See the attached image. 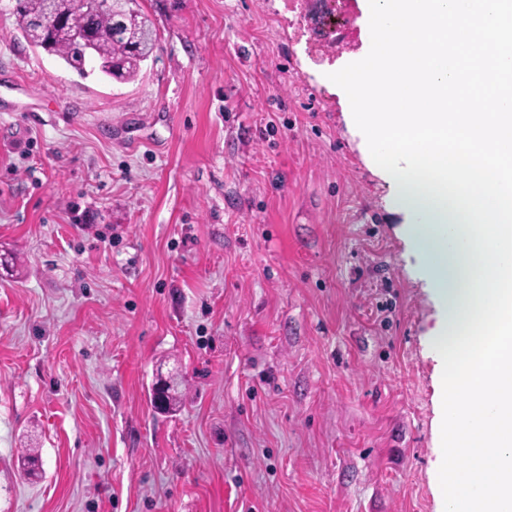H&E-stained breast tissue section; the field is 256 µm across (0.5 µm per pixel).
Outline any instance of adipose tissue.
<instances>
[{"label": "adipose tissue", "mask_w": 512, "mask_h": 512, "mask_svg": "<svg viewBox=\"0 0 512 512\" xmlns=\"http://www.w3.org/2000/svg\"><path fill=\"white\" fill-rule=\"evenodd\" d=\"M392 205L412 215L401 233L408 247L426 258L421 276L439 310L431 340L436 344L448 340L475 304L479 254L474 250V234L447 202L419 189L399 187Z\"/></svg>", "instance_id": "obj_1"}]
</instances>
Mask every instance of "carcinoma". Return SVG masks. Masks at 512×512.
Wrapping results in <instances>:
<instances>
[{
    "label": "carcinoma",
    "instance_id": "1",
    "mask_svg": "<svg viewBox=\"0 0 512 512\" xmlns=\"http://www.w3.org/2000/svg\"><path fill=\"white\" fill-rule=\"evenodd\" d=\"M89 0H56V10L63 21L51 26H41L37 19L43 14L45 0H16L13 14L24 38L34 47L62 59L79 76L86 77L97 70L120 83L137 80L143 65L154 57L157 44L147 38L154 30L153 23L138 4L127 0L119 16L107 12L92 13ZM89 21L94 35L78 30L72 25L77 19ZM180 382L164 393L153 388V400L158 408L170 411L181 399ZM27 475L38 476L43 470L41 456L33 448L26 449L21 457Z\"/></svg>",
    "mask_w": 512,
    "mask_h": 512
}]
</instances>
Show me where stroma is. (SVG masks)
<instances>
[{
    "instance_id": "stroma-1",
    "label": "stroma",
    "mask_w": 512,
    "mask_h": 512,
    "mask_svg": "<svg viewBox=\"0 0 512 512\" xmlns=\"http://www.w3.org/2000/svg\"><path fill=\"white\" fill-rule=\"evenodd\" d=\"M138 2L159 49L119 83L0 0V512H444L438 309L329 79L365 0L340 42Z\"/></svg>"
}]
</instances>
